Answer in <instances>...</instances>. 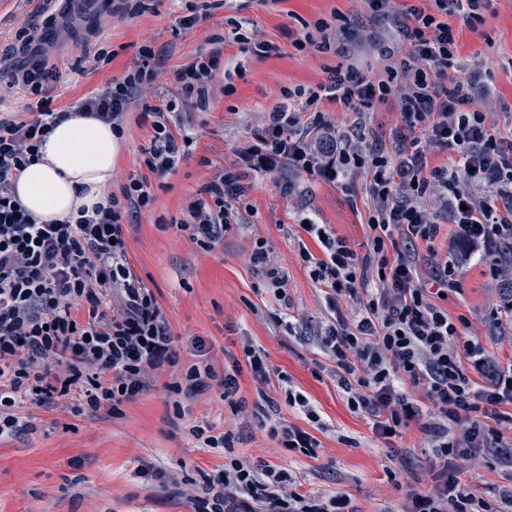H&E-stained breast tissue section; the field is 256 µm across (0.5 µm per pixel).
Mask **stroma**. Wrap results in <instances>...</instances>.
<instances>
[{
	"label": "stroma",
	"mask_w": 512,
	"mask_h": 512,
	"mask_svg": "<svg viewBox=\"0 0 512 512\" xmlns=\"http://www.w3.org/2000/svg\"><path fill=\"white\" fill-rule=\"evenodd\" d=\"M205 0H151L136 15L112 14L102 0H91L90 14H71L64 0H0V113L27 116V88L11 73L23 61L13 50L22 24L42 26L57 17L54 40L43 43L44 58L54 78L48 84L52 106L73 111L81 99L100 91L112 79L134 69L141 46H151L161 72L160 93H134L126 107L124 136L112 165V191L126 175L143 170L141 149L150 140L151 118L144 103H174L168 113L173 133L188 132L192 145L177 168L152 180L151 207L127 221L130 261L153 289L176 337L179 361L141 395L122 404L120 414L106 410L73 413L60 407L20 405V416L35 417V430L0 436V512H193L196 486L224 469V451L204 448L190 430L206 424L223 432L230 407L218 391L190 398L175 396L167 383L181 380L200 358L216 372L242 358L243 342L264 350L272 375L261 384L250 373L240 378V397L247 402L234 455L251 465L289 472L297 492L311 498L346 494L351 512H400L407 484L425 487L431 463L417 426L402 435L378 438L369 420L351 413L336 381V366L316 344L315 332L330 312L325 294L304 266L300 246L318 252L317 243L300 228L304 213L353 247L366 239L370 198L363 173L336 184L298 172L278 162L262 172L247 171L248 188L239 223L211 251H203L179 230L188 207L219 172L239 170L240 149L254 141L267 112L281 100L283 89L315 87L330 67H351L374 76L385 66L375 44L391 43L387 27L370 21L362 0H223L191 28L183 17ZM342 13L345 23L334 30L337 50L297 51L293 38L318 19ZM239 22L256 39L278 46L260 57L242 51L230 38ZM462 69L479 68L487 88L479 106L498 107L496 130L512 135V0H493L483 21L454 19ZM221 49L223 66L211 88L209 105L199 110L179 100L173 74L201 53ZM108 51L109 63L95 60ZM288 278L289 304L278 301L249 262L257 239ZM496 251H479L464 267L459 289L444 306L451 317H466L473 335L481 337L499 365L512 364V346L487 336L485 323L502 303L487 270ZM204 340L198 356L194 340ZM301 391L320 416L312 423L289 406L279 389L280 376ZM267 400H260L259 392ZM295 424L320 442L315 455L282 448L271 436L275 421ZM154 466L145 476L138 469ZM470 492L494 500L512 484V468L487 453L460 461Z\"/></svg>",
	"instance_id": "35a3bbf8"
}]
</instances>
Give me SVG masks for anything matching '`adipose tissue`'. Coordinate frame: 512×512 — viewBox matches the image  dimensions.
<instances>
[{
    "label": "adipose tissue",
    "instance_id": "adipose-tissue-1",
    "mask_svg": "<svg viewBox=\"0 0 512 512\" xmlns=\"http://www.w3.org/2000/svg\"><path fill=\"white\" fill-rule=\"evenodd\" d=\"M114 149L109 125L69 113L49 135L42 159L29 165L17 181L19 202L40 220L51 221L105 201Z\"/></svg>",
    "mask_w": 512,
    "mask_h": 512
}]
</instances>
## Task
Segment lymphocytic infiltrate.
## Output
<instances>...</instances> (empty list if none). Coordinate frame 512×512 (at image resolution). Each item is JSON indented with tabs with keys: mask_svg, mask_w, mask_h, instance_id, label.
<instances>
[{
	"mask_svg": "<svg viewBox=\"0 0 512 512\" xmlns=\"http://www.w3.org/2000/svg\"><path fill=\"white\" fill-rule=\"evenodd\" d=\"M430 2L426 9L409 0L397 9L393 0H364L371 16L391 19L399 38L395 58L375 76L336 68L316 88L283 91L257 144L246 145L240 158L249 169L284 159L337 182L350 172L366 174L371 204L363 251L310 217L300 220L321 248L317 255L301 248L300 257L331 312L316 341L336 365L351 412L366 416L381 438L417 424L431 448L428 486L408 489L402 512H493L484 499L463 492L454 460L485 449L512 465V443L501 431L512 425V365L497 364L469 336V321L451 318L435 297L458 288L472 254L512 243V140L497 136L492 113L475 105L481 72L449 75L458 53L451 18H481L491 0ZM15 39L28 55L19 71L32 104L29 118L0 117V435L34 429V419L17 413L25 402L42 407L63 400L75 412L119 413L175 365L171 324L129 262L123 219L153 202L151 176H165L187 155L159 107L146 106L153 118L143 149L146 173H130L107 204L38 221L19 203L16 180L39 160L61 115L45 94L51 72L29 55L31 25H21ZM154 60L153 50L142 47L137 68L82 99L77 111L122 137L130 96L157 83ZM221 64L214 50L177 70L173 82L182 98L206 109ZM324 100L342 103L354 116L353 132L329 151L309 137L327 126L317 110ZM378 103L392 104L399 115L387 139L364 121ZM434 148L453 151V165H430ZM202 192L189 206L190 230L208 251L236 224L234 203L245 189L237 175L223 172ZM446 220L456 226V254L433 257L427 282L417 245L432 243ZM243 357L221 373L208 364L192 367L170 389L194 397L216 387L233 413H243L242 370L262 382L270 376L263 350L244 344ZM413 389L422 399L410 397ZM194 435L231 456L218 480L199 487L195 512H346L345 494L312 499L291 490L286 471L260 472L234 458V431L209 435L198 428Z\"/></svg>",
	"mask_w": 512,
	"mask_h": 512,
	"instance_id": "1",
	"label": "lymphocytic infiltrate"
}]
</instances>
